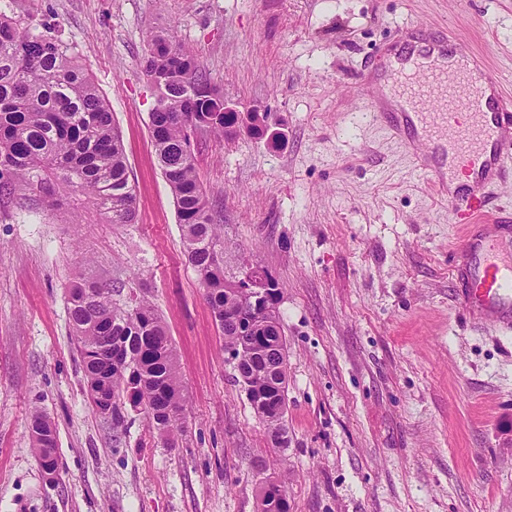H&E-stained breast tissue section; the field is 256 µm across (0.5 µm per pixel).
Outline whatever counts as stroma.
<instances>
[{
  "instance_id": "stroma-1",
  "label": "stroma",
  "mask_w": 512,
  "mask_h": 512,
  "mask_svg": "<svg viewBox=\"0 0 512 512\" xmlns=\"http://www.w3.org/2000/svg\"><path fill=\"white\" fill-rule=\"evenodd\" d=\"M67 43L108 99L137 220L100 223L71 189L0 195V512H512V332L474 323L452 272L459 229L410 148L367 118L361 79L406 23L484 53L512 98V0H0ZM175 35L268 133L192 139L224 226L226 272L283 291L288 445L274 447L183 255L149 134L147 39ZM150 300L187 397L177 445L140 409L114 436L87 398L70 334L75 274ZM57 428L48 481L33 411Z\"/></svg>"
}]
</instances>
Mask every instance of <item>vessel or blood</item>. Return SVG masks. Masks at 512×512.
I'll use <instances>...</instances> for the list:
<instances>
[{
    "label": "vessel or blood",
    "instance_id": "b4317fda",
    "mask_svg": "<svg viewBox=\"0 0 512 512\" xmlns=\"http://www.w3.org/2000/svg\"><path fill=\"white\" fill-rule=\"evenodd\" d=\"M385 77L398 98L367 107L389 134L411 146L412 162L448 203L457 241L453 274L462 303L487 326L512 331V254H501L493 189L512 177V100L484 56L462 47L451 30L396 41Z\"/></svg>",
    "mask_w": 512,
    "mask_h": 512
}]
</instances>
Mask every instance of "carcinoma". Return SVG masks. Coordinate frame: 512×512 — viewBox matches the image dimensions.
Returning a JSON list of instances; mask_svg holds the SVG:
<instances>
[{
  "mask_svg": "<svg viewBox=\"0 0 512 512\" xmlns=\"http://www.w3.org/2000/svg\"><path fill=\"white\" fill-rule=\"evenodd\" d=\"M144 62L148 75L166 81L149 132L174 198L184 254L205 288L224 349L235 351L240 336L227 315L253 317L252 295L224 273V225L197 177L190 143L196 130L224 135L235 116L212 111L203 93L206 74L173 36H152ZM61 186L80 193L106 224L135 219L125 151L94 79L62 40L0 14V191L21 187L52 199ZM67 309L98 416L118 435L125 431L129 401L169 441L183 416L168 409L184 412L186 397L172 338L155 306L144 298L121 305L112 301V289L80 276L68 290ZM270 318L272 334L257 353L242 355L238 371L268 435L286 448L288 376L274 366L287 342L278 308ZM30 436L40 460L54 454L56 427L47 415L32 414Z\"/></svg>",
  "mask_w": 512,
  "mask_h": 512,
  "instance_id": "obj_1",
  "label": "carcinoma"
}]
</instances>
